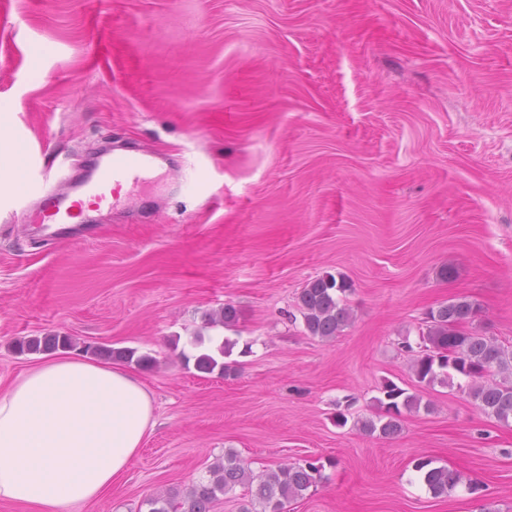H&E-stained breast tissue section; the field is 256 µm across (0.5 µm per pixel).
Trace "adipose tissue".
Wrapping results in <instances>:
<instances>
[{"instance_id": "1", "label": "adipose tissue", "mask_w": 512, "mask_h": 512, "mask_svg": "<svg viewBox=\"0 0 512 512\" xmlns=\"http://www.w3.org/2000/svg\"><path fill=\"white\" fill-rule=\"evenodd\" d=\"M155 426L153 400L130 372L60 354L0 393V501L68 512L98 499Z\"/></svg>"}]
</instances>
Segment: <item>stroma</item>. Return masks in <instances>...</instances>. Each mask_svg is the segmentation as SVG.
<instances>
[{
	"instance_id": "stroma-1",
	"label": "stroma",
	"mask_w": 512,
	"mask_h": 512,
	"mask_svg": "<svg viewBox=\"0 0 512 512\" xmlns=\"http://www.w3.org/2000/svg\"><path fill=\"white\" fill-rule=\"evenodd\" d=\"M110 148L160 154V172L88 237L46 239L0 178V392L42 360L15 352L25 337L156 360L127 366L154 431L69 512H143L228 450L257 473L322 464L288 512H512V424L418 387L405 349L456 296L512 346V0H0V153L55 171ZM328 273L352 281L354 320L321 340L297 297ZM227 303L236 328L206 327ZM197 334L205 352L233 341L234 375L185 366ZM388 381L433 410L381 440L353 422ZM421 458L477 491L432 497ZM83 351L86 353H91L94 355H107L109 357L122 360L127 363H135L141 367H151L155 363V359L147 354L144 355H136L137 351L133 348L122 347V348H112L106 346H91L85 345L82 347Z\"/></svg>"
}]
</instances>
